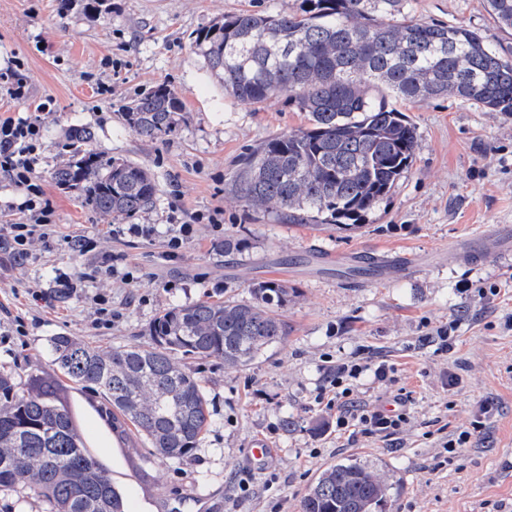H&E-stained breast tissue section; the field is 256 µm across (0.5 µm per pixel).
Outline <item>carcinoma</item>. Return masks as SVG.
I'll use <instances>...</instances> for the list:
<instances>
[{"instance_id": "carcinoma-1", "label": "carcinoma", "mask_w": 512, "mask_h": 512, "mask_svg": "<svg viewBox=\"0 0 512 512\" xmlns=\"http://www.w3.org/2000/svg\"><path fill=\"white\" fill-rule=\"evenodd\" d=\"M512 28V0H486ZM192 47L224 91L257 104L286 94L307 123L250 150L234 178L244 207L290 224L359 227L408 172L419 149L415 123L396 103L455 97L512 116V55L463 25L419 19L412 0H301L297 11L244 10L199 30ZM183 104L167 85L130 101L126 126L151 141L173 135ZM72 156L52 172L92 210L134 216L157 186L146 167L90 149L94 132L73 131ZM248 302L200 301L163 309L151 343L112 349L66 335L48 343L69 380L103 391L112 434L146 440L173 461L192 456L209 426L196 372L181 358L245 368L284 343L281 311L295 297L282 279L257 280ZM0 491L35 496L50 512H125L108 469L85 445L56 384L35 377L18 393L0 371ZM388 491L356 463L324 469L301 512H379Z\"/></svg>"}]
</instances>
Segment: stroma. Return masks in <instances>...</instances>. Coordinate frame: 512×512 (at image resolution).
I'll return each instance as SVG.
<instances>
[{"mask_svg": "<svg viewBox=\"0 0 512 512\" xmlns=\"http://www.w3.org/2000/svg\"><path fill=\"white\" fill-rule=\"evenodd\" d=\"M59 0H0V73L22 60L28 96L0 93V115L37 116L41 160L36 174L56 208L63 236L53 252L34 245L15 261L0 238V368L18 391L32 376L57 385L62 403L92 453L109 469L129 512H300L320 471L357 462L387 474L382 512H512V248L470 254V242L512 229V117L475 102L443 97L402 109L418 128L409 171L362 228L291 224L245 208L235 194L242 156L303 125L287 95L258 104L225 94L191 48V35L243 10H295L300 0H104L102 13L67 16ZM427 21L460 23L503 52L512 29L498 25L486 0H414ZM165 84L186 112L178 131L149 141L124 126L131 99ZM50 102L37 112L41 102ZM91 127L94 149L151 169L154 205L135 216L152 238H113L112 217L58 187L53 169L70 154L73 126ZM186 213L222 211L224 235L195 224L181 257L166 260L172 205ZM96 241V256L121 255L137 272L126 285L102 277L63 293L58 277L81 270L66 237ZM245 240L225 252V239ZM376 266L352 277L354 266ZM287 280L297 296L282 313L290 335L253 365L230 370L195 359L210 424L189 459L152 456L145 442H111L103 392L76 385L52 363L49 337L66 334L100 348L149 344V329L168 306L251 298L258 279ZM111 298V328L95 325V300ZM456 323L452 352L436 353L432 328ZM356 355L394 365L392 379L365 373L360 401L388 408L409 397L410 419L393 438L337 431L336 413L315 397L337 361ZM290 417L292 426L282 424ZM483 427L446 462L444 443ZM264 440L271 454L251 459Z\"/></svg>", "mask_w": 512, "mask_h": 512, "instance_id": "35a3bbf8", "label": "stroma"}]
</instances>
